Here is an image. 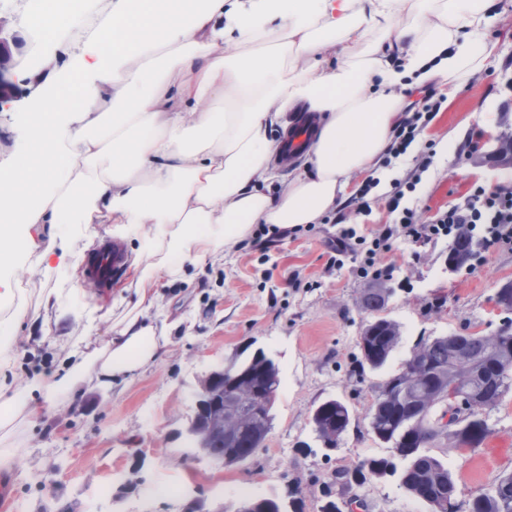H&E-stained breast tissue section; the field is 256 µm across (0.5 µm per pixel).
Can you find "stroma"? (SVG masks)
<instances>
[{
  "label": "stroma",
  "instance_id": "stroma-1",
  "mask_svg": "<svg viewBox=\"0 0 512 512\" xmlns=\"http://www.w3.org/2000/svg\"><path fill=\"white\" fill-rule=\"evenodd\" d=\"M30 0H0V17L23 44L14 72L17 98L0 112V164L15 159L10 125L22 119L28 99L65 58L33 50L25 24ZM497 58L472 75L455 98L418 132L406 154L379 160L353 178L349 196L323 222L298 227L294 234L262 252L242 241L222 261L187 266L182 278L161 281L159 307L152 313L168 326L164 352L147 368L109 387L60 395L48 414L16 420L0 429V448L13 456L4 473L13 498L5 512H184L196 497L209 506L248 498L272 497L295 503L297 512H320L321 490L330 475L358 458L386 455L369 433L366 410L378 384L410 358L422 338L462 331L489 334L503 326L504 313L492 298L512 283V249L477 250L478 268L448 269V241L418 247L396 240L380 265L390 276L360 277L356 263H333L327 246L338 223L364 234L393 223L388 208L391 186L410 179L424 157H431L405 203L421 220L463 203L479 186L512 188V171L473 165L474 151L486 152V137L502 115L512 114V0H499L488 31ZM389 174L388 186L370 187ZM369 210L357 211L361 189ZM14 304L26 311L12 354L15 386L39 375L61 372L70 343L88 339L98 346L127 310L116 291L100 292L87 280L61 310L45 311L42 299L56 286L27 264L12 270ZM386 288L384 314L401 326L402 338L384 369H355L356 339L370 316L355 301L366 288ZM96 308L93 330H85V308ZM264 350L279 365L281 386L273 428L264 445L243 465L221 468L195 458L187 429L195 414L200 380L237 354ZM334 398L345 403L351 425L338 448L316 440L314 408ZM491 435L479 448L452 458L448 467L476 496L503 473H512V393L491 412ZM494 455L490 469L472 477L470 465ZM104 498H92L98 487ZM362 512H429L392 478L373 480L358 491Z\"/></svg>",
  "mask_w": 512,
  "mask_h": 512
}]
</instances>
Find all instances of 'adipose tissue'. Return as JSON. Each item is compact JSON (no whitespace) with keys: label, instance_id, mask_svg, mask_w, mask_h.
Returning <instances> with one entry per match:
<instances>
[{"label":"adipose tissue","instance_id":"1","mask_svg":"<svg viewBox=\"0 0 512 512\" xmlns=\"http://www.w3.org/2000/svg\"><path fill=\"white\" fill-rule=\"evenodd\" d=\"M494 0H39L28 27L66 56L29 104L20 166H0V242L44 278L78 266L91 225L137 241L135 308L102 347L72 345L53 384H0V423L44 415L45 387L106 385L167 344L159 281L213 261L255 224L334 212L383 155L418 88L457 90L495 55ZM83 29L73 38V29ZM265 44L260 55L248 46ZM207 110H195L199 101ZM319 127L287 191L270 195L287 113ZM73 247L57 249V226Z\"/></svg>","mask_w":512,"mask_h":512}]
</instances>
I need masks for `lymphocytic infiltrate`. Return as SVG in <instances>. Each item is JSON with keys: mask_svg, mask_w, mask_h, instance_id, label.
Listing matches in <instances>:
<instances>
[{"mask_svg": "<svg viewBox=\"0 0 512 512\" xmlns=\"http://www.w3.org/2000/svg\"><path fill=\"white\" fill-rule=\"evenodd\" d=\"M442 106L441 101L425 96L422 105L412 116L401 118L394 129L393 140L387 150L389 156L404 155L414 141L420 126L428 124ZM405 196L403 186H396L388 201L391 211L399 219L394 225L385 226L373 236L358 234L348 227L337 232L329 242L334 261L351 257L359 259L360 276H381L376 265L378 254L389 249L393 237L426 245L443 239L453 240L460 230H468L470 238L482 242L485 249L512 247V190L501 186L478 187L464 204L449 207L437 214L432 223L419 222L415 209L402 206Z\"/></svg>", "mask_w": 512, "mask_h": 512, "instance_id": "obj_1", "label": "lymphocytic infiltrate"}]
</instances>
